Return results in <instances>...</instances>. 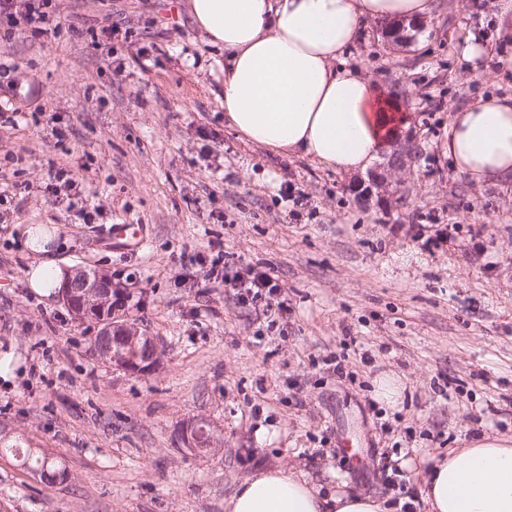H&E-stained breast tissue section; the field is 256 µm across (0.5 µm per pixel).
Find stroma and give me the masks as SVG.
<instances>
[{"instance_id": "stroma-1", "label": "stroma", "mask_w": 512, "mask_h": 512, "mask_svg": "<svg viewBox=\"0 0 512 512\" xmlns=\"http://www.w3.org/2000/svg\"><path fill=\"white\" fill-rule=\"evenodd\" d=\"M496 10L432 0L419 35L372 22L345 56L394 89L422 139L399 174L405 206L386 190L361 200L365 174L228 128L224 50L188 0H61L52 38L0 24V443L68 474L50 483L0 453V512H224L243 480L280 466L325 493L404 503L383 465L411 460L418 490L440 452L512 440V182L473 183L443 149L449 108L512 93L511 73L482 80L461 57L470 34L512 52ZM111 24L118 34H102ZM54 167L91 223L46 190ZM25 224L58 227L57 258L127 288L155 371L89 357L92 324L27 285ZM117 224L143 230L138 251L113 238ZM218 259L272 270L288 313L269 320L210 286ZM198 418L220 446L179 447Z\"/></svg>"}]
</instances>
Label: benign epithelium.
<instances>
[{
    "instance_id": "benign-epithelium-1",
    "label": "benign epithelium",
    "mask_w": 512,
    "mask_h": 512,
    "mask_svg": "<svg viewBox=\"0 0 512 512\" xmlns=\"http://www.w3.org/2000/svg\"><path fill=\"white\" fill-rule=\"evenodd\" d=\"M421 145L410 136L389 155V171L399 172L412 166L420 157ZM59 297L72 319L78 323L93 322L97 338L92 346L94 360L115 370L139 376L154 370L159 352L152 337L143 333L135 320L122 313L128 301L127 292L112 283V278L82 268L59 289ZM131 349L136 356L118 355L120 348ZM183 447L196 451L216 446L217 438L210 424L192 420L183 424L178 435Z\"/></svg>"
}]
</instances>
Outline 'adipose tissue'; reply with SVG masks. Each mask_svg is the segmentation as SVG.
Returning <instances> with one entry per match:
<instances>
[{
  "label": "adipose tissue",
  "mask_w": 512,
  "mask_h": 512,
  "mask_svg": "<svg viewBox=\"0 0 512 512\" xmlns=\"http://www.w3.org/2000/svg\"><path fill=\"white\" fill-rule=\"evenodd\" d=\"M197 27L224 48V119L248 142L329 168L366 172L405 125L399 103L345 52L371 22L430 13L431 0H189ZM475 74L512 71L480 39L462 51ZM448 159L478 184L512 180V94L448 111ZM30 288L49 296L69 270L53 255L55 226L23 231ZM429 512H512V445L485 438L449 449L423 480ZM385 500L322 495L303 473L276 468L246 478L224 512H387Z\"/></svg>",
  "instance_id": "adipose-tissue-1"
}]
</instances>
